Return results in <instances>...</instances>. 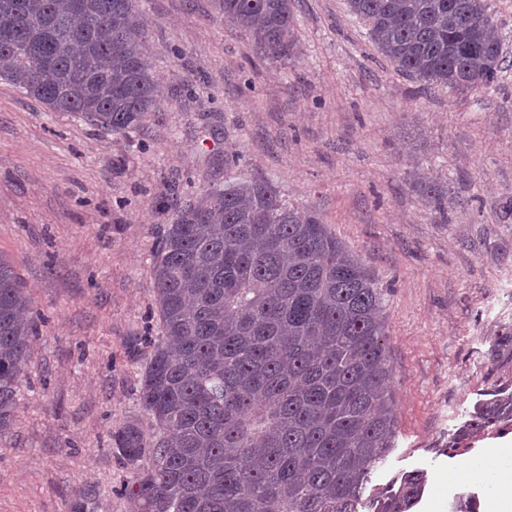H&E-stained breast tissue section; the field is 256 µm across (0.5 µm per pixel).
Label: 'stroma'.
<instances>
[{"instance_id": "stroma-1", "label": "stroma", "mask_w": 512, "mask_h": 512, "mask_svg": "<svg viewBox=\"0 0 512 512\" xmlns=\"http://www.w3.org/2000/svg\"><path fill=\"white\" fill-rule=\"evenodd\" d=\"M504 63L493 88L411 79L347 0H294L298 53L272 61L213 0H136L158 84L140 129L113 134L0 80V256L39 335L10 430L0 512H135L114 437L154 429L138 400L160 334L152 278L173 206L203 185L265 179L317 208L389 290L393 446L367 490L428 483L413 512L498 498L512 430L448 439L512 391V0H489ZM448 192L444 213L420 182Z\"/></svg>"}]
</instances>
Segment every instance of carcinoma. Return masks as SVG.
<instances>
[{"label":"carcinoma","instance_id":"carcinoma-1","mask_svg":"<svg viewBox=\"0 0 512 512\" xmlns=\"http://www.w3.org/2000/svg\"><path fill=\"white\" fill-rule=\"evenodd\" d=\"M400 72L459 91L503 63L487 0H347ZM270 60L297 53L293 0H215ZM135 0H0V79L54 112L113 133L157 105ZM445 211L446 192L421 183ZM162 339L139 380L154 423L117 449L139 512H411L427 472L365 495L395 428L387 290L319 211L274 184L212 185L176 207L154 259ZM38 324L0 256V432ZM512 426V392L480 404L459 435ZM149 464L140 466L143 458Z\"/></svg>","mask_w":512,"mask_h":512}]
</instances>
